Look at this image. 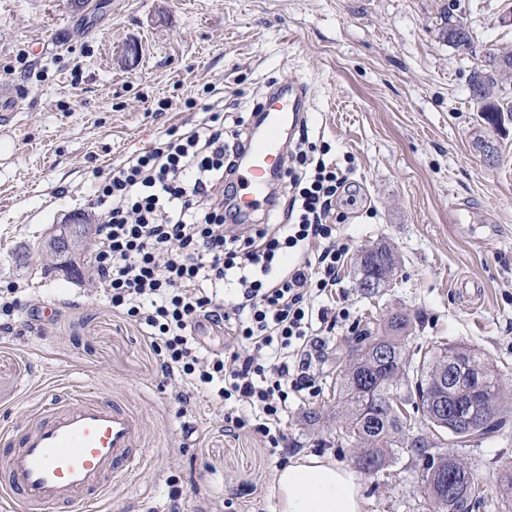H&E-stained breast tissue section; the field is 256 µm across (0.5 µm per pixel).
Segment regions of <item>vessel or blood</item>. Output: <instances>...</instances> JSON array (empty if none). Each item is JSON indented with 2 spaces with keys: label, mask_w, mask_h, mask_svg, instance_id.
Instances as JSON below:
<instances>
[{
  "label": "vessel or blood",
  "mask_w": 512,
  "mask_h": 512,
  "mask_svg": "<svg viewBox=\"0 0 512 512\" xmlns=\"http://www.w3.org/2000/svg\"><path fill=\"white\" fill-rule=\"evenodd\" d=\"M305 81L266 96L264 129L247 139V166L237 175L243 216L268 207L270 176L284 167L281 131L297 124ZM141 418L126 405L80 390L71 398L42 399L21 431H0V512H92L117 479L144 461Z\"/></svg>",
  "instance_id": "b4317fda"
}]
</instances>
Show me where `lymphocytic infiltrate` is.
I'll return each instance as SVG.
<instances>
[{
	"instance_id": "f902f5d3",
	"label": "lymphocytic infiltrate",
	"mask_w": 512,
	"mask_h": 512,
	"mask_svg": "<svg viewBox=\"0 0 512 512\" xmlns=\"http://www.w3.org/2000/svg\"><path fill=\"white\" fill-rule=\"evenodd\" d=\"M245 141L212 112L112 169L97 190L94 277L141 328L175 403L222 402L225 429H250L276 449L289 396L315 386L310 348L338 321L324 300L346 254L330 216L347 178L300 134L285 174L289 223L233 233L224 178ZM203 321L229 327L233 350L198 345Z\"/></svg>"
}]
</instances>
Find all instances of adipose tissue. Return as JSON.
<instances>
[{
    "instance_id": "obj_1",
    "label": "adipose tissue",
    "mask_w": 512,
    "mask_h": 512,
    "mask_svg": "<svg viewBox=\"0 0 512 512\" xmlns=\"http://www.w3.org/2000/svg\"><path fill=\"white\" fill-rule=\"evenodd\" d=\"M277 512H363L357 475L329 457L297 454L277 470Z\"/></svg>"
}]
</instances>
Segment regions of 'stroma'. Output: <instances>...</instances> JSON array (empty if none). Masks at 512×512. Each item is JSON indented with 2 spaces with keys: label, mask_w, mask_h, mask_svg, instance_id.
<instances>
[{
  "label": "stroma",
  "mask_w": 512,
  "mask_h": 512,
  "mask_svg": "<svg viewBox=\"0 0 512 512\" xmlns=\"http://www.w3.org/2000/svg\"><path fill=\"white\" fill-rule=\"evenodd\" d=\"M449 19L466 24L473 53L441 39ZM504 45L512 0H0V70L24 95L0 132V289L18 284L23 303L54 310L0 344V428L25 424L45 390L87 387L140 416L148 450L100 512H170V475L180 512H275L274 474L289 457L354 467L336 438V355L358 325L402 312L409 353L453 341L497 365L506 426L456 451L486 490L473 512H512L500 493L512 478V123L484 125L468 84ZM299 78L311 85L310 141L353 184L335 210L349 250L332 306L347 316L312 360L318 395L291 402L281 454L225 430L220 406L173 403L157 356L92 277L94 250L66 275L42 245L67 216L99 224L95 172L199 123L213 102L252 122L272 82ZM380 243L400 265L369 295L357 259ZM422 464L404 451L361 475L364 512H428Z\"/></svg>",
  "instance_id": "stroma-1"
}]
</instances>
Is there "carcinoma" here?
<instances>
[{"label": "carcinoma", "instance_id": "cac0c4a2", "mask_svg": "<svg viewBox=\"0 0 512 512\" xmlns=\"http://www.w3.org/2000/svg\"><path fill=\"white\" fill-rule=\"evenodd\" d=\"M448 45L465 52L472 43L455 33L454 26L443 29ZM486 62L495 73L484 80L470 81L474 100L484 105L481 119L497 126L502 114L512 115V98L496 72L512 68V47H501L486 55ZM398 261L387 246L372 247L363 252L359 261V275L376 273L393 281ZM410 335V320L397 313L384 327L365 326L358 332V347L354 348L346 363L339 365L336 374L337 409L340 418L338 441L353 448L355 463L364 473H377L389 466L396 452L418 448L426 453L448 441L455 447L496 429L499 418L485 420L482 408L486 404L499 406L504 399L500 376L495 366L473 348L446 342L424 353L422 361L412 363L406 356L405 346ZM380 342L388 353L382 360L376 355L372 342ZM455 363L462 373V382L449 385L445 391L448 405L469 406L476 426L470 429L456 422L451 415L441 413L431 401V384L441 380L447 364ZM480 386V393L470 397L471 385ZM413 400L409 415L390 409L392 402ZM430 426L431 437L419 436L409 441V432L416 423V415ZM421 494L431 512H466V504H475L483 498V487L474 479L467 467L453 451L429 455L422 469Z\"/></svg>", "mask_w": 512, "mask_h": 512}]
</instances>
